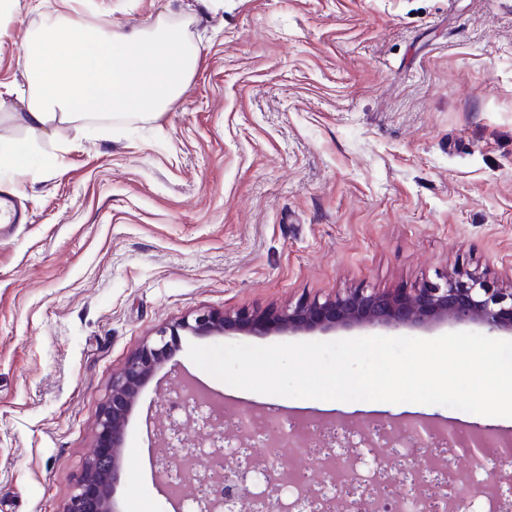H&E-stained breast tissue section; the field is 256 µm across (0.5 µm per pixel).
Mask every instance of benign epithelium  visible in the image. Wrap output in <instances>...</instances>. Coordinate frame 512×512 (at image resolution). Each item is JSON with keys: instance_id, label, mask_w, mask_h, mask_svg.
Segmentation results:
<instances>
[{"instance_id": "benign-epithelium-1", "label": "benign epithelium", "mask_w": 512, "mask_h": 512, "mask_svg": "<svg viewBox=\"0 0 512 512\" xmlns=\"http://www.w3.org/2000/svg\"><path fill=\"white\" fill-rule=\"evenodd\" d=\"M453 321L474 323L491 334L512 330V285L499 288L472 273L447 271L398 291L347 288L332 298L298 302L276 312H203L156 331L112 373V384L96 422V443L62 512H117L113 490L123 463L128 418L142 389L174 355L179 331L222 335L228 330L255 334L299 333L361 326L426 328ZM154 438L165 453L155 463L159 482L197 502L202 512H270L288 483L284 470L250 454L251 436L224 434V415L198 400L185 402L180 420L154 426ZM293 479L304 489L300 507L322 502V488L310 485L308 475ZM390 473L371 492L362 495L361 512H377L393 502Z\"/></svg>"}]
</instances>
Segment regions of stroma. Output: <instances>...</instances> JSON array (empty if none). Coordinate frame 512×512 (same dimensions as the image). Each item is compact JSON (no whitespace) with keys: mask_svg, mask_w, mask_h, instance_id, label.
Returning a JSON list of instances; mask_svg holds the SVG:
<instances>
[{"mask_svg":"<svg viewBox=\"0 0 512 512\" xmlns=\"http://www.w3.org/2000/svg\"><path fill=\"white\" fill-rule=\"evenodd\" d=\"M84 20L158 23L199 52L166 112L137 108L33 135L0 111V171L24 224L0 227V512H61L112 374L199 312L281 310L347 288H408L459 267L512 285V0H82ZM35 0H0V99L27 82ZM184 331L126 428L118 512H176L146 420L184 381L225 411L327 425L512 418L441 405L225 391L190 345L385 336Z\"/></svg>","mask_w":512,"mask_h":512,"instance_id":"1","label":"stroma"}]
</instances>
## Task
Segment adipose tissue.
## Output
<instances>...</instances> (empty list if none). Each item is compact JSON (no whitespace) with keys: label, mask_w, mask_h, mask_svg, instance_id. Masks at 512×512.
Listing matches in <instances>:
<instances>
[{"label":"adipose tissue","mask_w":512,"mask_h":512,"mask_svg":"<svg viewBox=\"0 0 512 512\" xmlns=\"http://www.w3.org/2000/svg\"><path fill=\"white\" fill-rule=\"evenodd\" d=\"M72 0H53L41 25L26 31L22 60L28 95L17 118L41 134L55 122L167 111L179 99L198 52L177 30H112L86 23Z\"/></svg>","instance_id":"ef3b65f1"}]
</instances>
